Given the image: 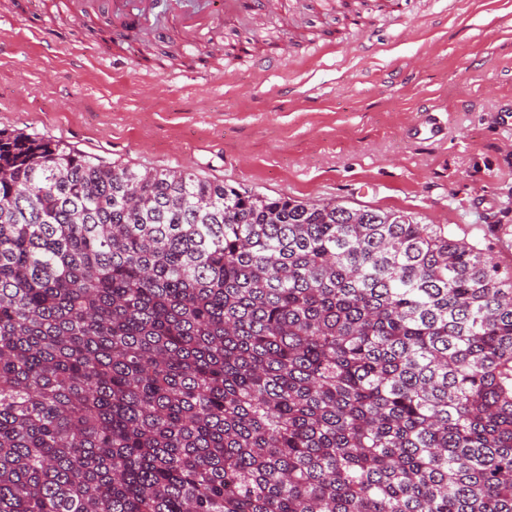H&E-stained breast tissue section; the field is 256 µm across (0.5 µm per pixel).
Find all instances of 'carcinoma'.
<instances>
[{"label": "carcinoma", "mask_w": 512, "mask_h": 512, "mask_svg": "<svg viewBox=\"0 0 512 512\" xmlns=\"http://www.w3.org/2000/svg\"><path fill=\"white\" fill-rule=\"evenodd\" d=\"M0 512H512V267L0 130Z\"/></svg>", "instance_id": "carcinoma-1"}]
</instances>
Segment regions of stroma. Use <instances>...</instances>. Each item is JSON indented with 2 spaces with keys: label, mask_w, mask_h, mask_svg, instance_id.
Returning a JSON list of instances; mask_svg holds the SVG:
<instances>
[{
  "label": "stroma",
  "mask_w": 512,
  "mask_h": 512,
  "mask_svg": "<svg viewBox=\"0 0 512 512\" xmlns=\"http://www.w3.org/2000/svg\"><path fill=\"white\" fill-rule=\"evenodd\" d=\"M57 0H0V129L107 162L189 169L271 197L399 211L512 264V0H402L339 18L283 0L225 17L215 40L250 57L172 59L176 31L130 48L115 21ZM54 41L42 46L41 36ZM284 59L266 75L252 59ZM443 106L436 141L409 135Z\"/></svg>",
  "instance_id": "35a3bbf8"
}]
</instances>
